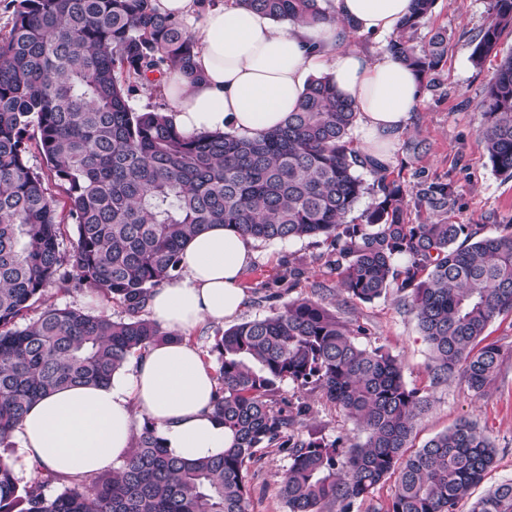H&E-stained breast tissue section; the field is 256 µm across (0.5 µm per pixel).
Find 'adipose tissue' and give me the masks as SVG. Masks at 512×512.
I'll return each instance as SVG.
<instances>
[{
	"instance_id": "obj_1",
	"label": "adipose tissue",
	"mask_w": 512,
	"mask_h": 512,
	"mask_svg": "<svg viewBox=\"0 0 512 512\" xmlns=\"http://www.w3.org/2000/svg\"><path fill=\"white\" fill-rule=\"evenodd\" d=\"M333 2L326 19L279 25L234 0H155L158 11L194 24L190 70L170 73L160 86L173 126L186 135H256L283 125L309 79L325 73L354 106L361 155L390 163L423 83L392 55L365 54L351 41L395 33L412 0ZM254 244L221 225L185 243L182 278L155 289L148 302L171 340L130 358L109 385L69 387L33 404L14 431L27 477L39 465L63 479L119 467L142 416L175 456L205 458L230 447L211 406L215 372L188 337L239 312L246 298L240 277Z\"/></svg>"
}]
</instances>
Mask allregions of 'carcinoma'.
Returning a JSON list of instances; mask_svg holds the SVG:
<instances>
[{
    "mask_svg": "<svg viewBox=\"0 0 512 512\" xmlns=\"http://www.w3.org/2000/svg\"><path fill=\"white\" fill-rule=\"evenodd\" d=\"M12 2L11 28L0 36V512H249L247 471L259 448L291 459L280 479L288 512H321L336 500L350 512L390 478L384 512H457L462 501L469 512H512V480L471 498L496 457L475 422L462 420L406 454L428 397L408 387L397 359L357 341L365 328L312 300L216 338L211 405L233 437L223 454L173 456L148 421L117 469L52 494L46 488L59 478L50 471L20 482L4 454L29 406L61 387L105 385L131 354L171 339L143 316L148 298L174 277L183 243L217 224L264 242L324 237L347 298L404 300L428 343L432 383L460 369L472 390H484L502 352L481 345L483 336L512 314V219L491 236L445 219L409 223L408 192L350 147L356 112L327 75L309 81L279 128L187 136L162 112L129 104L131 83L146 74L190 68L194 42L182 22L151 0ZM321 2L236 0L275 21L306 22L326 15ZM435 2L413 0L388 44L423 78L448 52L445 29L416 44ZM507 29L512 0H487L470 60L480 68L500 57L479 103V140L493 171L512 179V51L500 48ZM33 139L67 197L65 214L27 163ZM359 167L377 175L376 185ZM366 194L361 222H348ZM415 196L439 215L458 201L451 181H432ZM67 218L76 225L69 255L58 242ZM59 282L118 301L127 318L49 307L17 325ZM287 380L338 405L363 442L345 447L304 432L309 407L275 400Z\"/></svg>",
    "mask_w": 512,
    "mask_h": 512,
    "instance_id": "obj_1",
    "label": "carcinoma"
}]
</instances>
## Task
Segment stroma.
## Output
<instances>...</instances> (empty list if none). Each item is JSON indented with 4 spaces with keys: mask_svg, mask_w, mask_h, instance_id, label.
Here are the masks:
<instances>
[{
    "mask_svg": "<svg viewBox=\"0 0 512 512\" xmlns=\"http://www.w3.org/2000/svg\"><path fill=\"white\" fill-rule=\"evenodd\" d=\"M486 10V0H437L426 18L418 32L419 41H426L429 31L447 29L448 54L438 70L426 78V88L395 144L386 176L410 191L437 179L453 180L458 203L447 215L449 222L480 224L485 234L491 235L497 225L512 218V179H504L492 170L478 140L484 117L477 105L496 65L491 59L478 69L470 61L471 40L484 26ZM414 141L424 142L423 151L411 149ZM254 251L242 275L246 300L236 322L272 315L297 299L320 301L341 322L353 328L365 327L367 334L361 337V344L382 348L395 357L403 366L408 387L428 397L429 407L414 424L409 451L418 450L459 420L468 419L489 434L497 449L492 467L482 484L473 489V496L512 479V314L497 317L486 330L487 341L501 346L502 356L495 378L485 391H472L459 371L447 382L435 384L427 369L428 344L407 306L392 293L371 302L347 299L336 286V272L322 239L259 242ZM294 261L301 263L304 271L296 279H286V269ZM269 290L275 293L270 300L265 297ZM50 306L80 307L115 320L124 316L118 302L56 284L31 307L26 321L36 320ZM279 395L309 403L306 430L347 446L363 441L354 421L321 392H303L286 382ZM288 466V457L278 449L258 450L249 465V512H288L279 485V477Z\"/></svg>",
    "mask_w": 512,
    "mask_h": 512,
    "instance_id": "35a3bbf8",
    "label": "stroma"
}]
</instances>
